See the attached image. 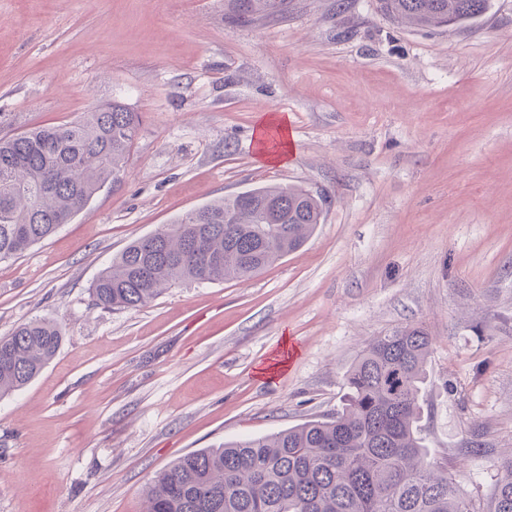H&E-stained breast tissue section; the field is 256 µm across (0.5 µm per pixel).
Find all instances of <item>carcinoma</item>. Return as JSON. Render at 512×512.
I'll use <instances>...</instances> for the list:
<instances>
[{
  "instance_id": "obj_1",
  "label": "carcinoma",
  "mask_w": 512,
  "mask_h": 512,
  "mask_svg": "<svg viewBox=\"0 0 512 512\" xmlns=\"http://www.w3.org/2000/svg\"><path fill=\"white\" fill-rule=\"evenodd\" d=\"M287 0H232L235 17L275 14ZM488 0H378L414 28L482 14ZM142 118L114 101L79 122L0 138V260L23 253L82 212L117 180ZM327 196L265 186L206 204L139 238L91 284L95 305L137 309L184 281L249 278L299 249L321 223ZM62 334L35 319L0 337V396L28 384L56 355ZM422 326L377 336L344 375L336 417L180 457L144 492V512H512V457L483 509L464 497L419 426L431 354Z\"/></svg>"
}]
</instances>
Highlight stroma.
<instances>
[{
  "instance_id": "obj_1",
  "label": "stroma",
  "mask_w": 512,
  "mask_h": 512,
  "mask_svg": "<svg viewBox=\"0 0 512 512\" xmlns=\"http://www.w3.org/2000/svg\"><path fill=\"white\" fill-rule=\"evenodd\" d=\"M377 0H0V137L117 100L142 124L118 180L0 261V336L47 319L55 357L0 398V512H144L180 457L335 416L377 336L433 339L426 445L488 501L512 449V0L409 28ZM292 153L258 155L267 116ZM329 195L252 278L182 281L135 310L89 287L132 240L257 187ZM478 432L487 452L462 457ZM237 20H248L259 13L275 14L286 6V0H232Z\"/></svg>"
}]
</instances>
